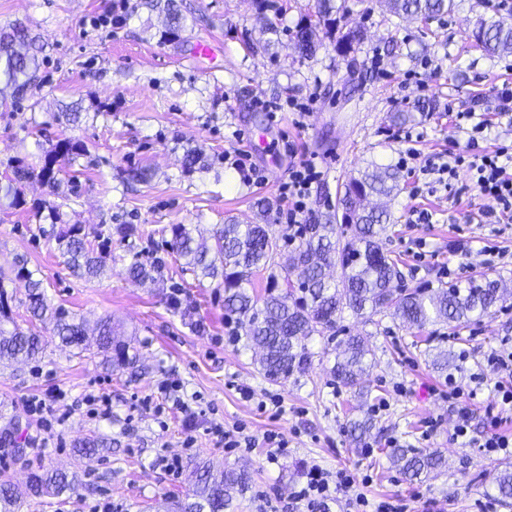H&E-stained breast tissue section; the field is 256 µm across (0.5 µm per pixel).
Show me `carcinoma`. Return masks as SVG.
<instances>
[{"label":"carcinoma","instance_id":"carcinoma-1","mask_svg":"<svg viewBox=\"0 0 512 512\" xmlns=\"http://www.w3.org/2000/svg\"><path fill=\"white\" fill-rule=\"evenodd\" d=\"M388 11L401 17L430 21L454 9V0H386ZM151 11L164 15L167 33L178 35L183 28V14L176 0H143ZM344 9V3L335 0H317V19L323 25L334 22L333 15ZM317 27L299 24L293 31L294 47L299 54L310 57L316 51ZM362 30H348L336 41L343 53L353 49L361 40ZM477 46L488 56L512 53V23L500 17L483 19L474 33ZM42 47L22 23L0 28V105L15 107L26 99L30 87L39 78L43 60ZM88 113L72 103L65 106L58 119L67 126H77ZM86 152L85 144L72 137L49 142L44 150V164L40 170L16 165L13 178L0 184V199L11 204L22 203L17 184L37 177L50 188V195L58 193L57 174L62 166L72 163ZM359 178L343 184L341 203L345 227L351 235L343 238L336 233V224L329 220L313 224L309 234L301 239L294 251V259L303 265L298 282L287 281L284 293L269 289L262 299L247 292L252 270L270 267L279 253L277 239L268 224H225L214 232L211 240L195 236L190 224H171L157 230L166 238L172 252L185 260L194 274L216 281L224 289V307L242 317L248 327V338L261 349L260 371L264 377L281 383L305 367L311 358L306 340L314 334L336 331L337 321L345 312L355 315H391L408 328L421 329L437 321L467 323L475 318L490 316L503 300L498 282L470 283L431 288L427 291L407 292L395 286L400 277L397 261L382 251L379 236L386 230L389 214L384 210L362 206L370 196L388 197L399 190L397 169L388 165L371 164ZM42 207L48 211L50 229L42 233L55 239L63 263L79 277L92 279L106 273L107 261L112 258L113 237L124 240L138 232L133 224H117L97 231L98 246L88 245L86 234L79 224L63 222L59 205L45 200ZM15 277L24 283L25 304L33 317L53 323V336L68 347L86 349L87 329L84 322L63 308L51 307L34 278L27 261H16ZM163 265L146 267L133 259L126 267L128 277L135 280L155 279L162 275ZM8 298L0 289V359L33 360L43 350L44 340L39 334L24 331L18 326L8 329L3 322L8 316ZM98 349L106 354V362L115 368L136 364V355L129 347L112 336V323L100 322L96 338ZM369 350L364 337L349 335L341 344V352L333 366L334 378L343 386L364 393L365 377L370 364ZM390 458L405 476L411 479L428 477L448 468V460L436 451L407 446L391 449ZM195 489L181 512H233L235 496L249 489L250 476L241 471L226 469L219 473L205 464L194 467ZM75 484V476L64 471L34 473L28 481L29 496L62 495ZM495 489L503 499L512 498V467L504 465L494 477ZM19 499L11 484L0 483V512H18Z\"/></svg>","mask_w":512,"mask_h":512}]
</instances>
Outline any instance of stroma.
<instances>
[{"label": "stroma", "mask_w": 512, "mask_h": 512, "mask_svg": "<svg viewBox=\"0 0 512 512\" xmlns=\"http://www.w3.org/2000/svg\"><path fill=\"white\" fill-rule=\"evenodd\" d=\"M186 28L173 41L164 38L162 15L141 8L139 0H0V27L24 22L44 45L40 81L20 109L0 106V183L13 165H39L40 138L69 135L87 151L59 174L76 182L77 193L61 201L66 222L82 225L95 238L100 225L133 224L136 235L112 244L108 271L91 281L74 276L63 264L56 242L43 235L48 223L42 202L49 189L39 179L19 183L20 206L0 201V287L12 295V315L23 330L49 339L42 356L27 362L0 361V482L20 490V512H89L99 494L124 503L128 512H178L191 493L190 470L205 460L219 468L245 469L250 490L237 499L235 512H259L258 492H266L272 512H306L291 493L310 465L328 472L345 469L368 477L363 491L371 499H404L411 512H478L481 501H494V512H512V499L500 500L493 488L497 467L512 455L470 447L490 433L512 436V411L495 408L499 377L486 363L512 339V296L494 314L460 327L440 322L409 329L389 316L365 321L345 315L332 335L307 341L311 360L287 381L264 378L259 355L247 339L225 345L224 336L241 327L238 315L224 308V291L198 279L183 259L171 253L157 230L168 224H193L203 235L228 223H262L261 202H279L295 155H315L325 168L311 188L307 206L315 222L342 214L343 185L371 163L397 164L404 144L389 113L423 108L409 131L421 134V156L465 145L449 113L469 108L491 111L489 145L512 147V121L494 114V92L512 82V54L491 57L474 45L480 19L512 15V0H455L452 12L429 22L391 15L379 0H346L332 28L319 29L320 45L301 58L289 37L269 42L264 19L274 7L260 0H178ZM109 16L110 33L93 27ZM358 26L364 39L348 54L338 53V36ZM215 39L212 58L194 59L196 41ZM316 95L317 102L296 127L292 112H268L258 99L288 104ZM80 103L88 117L62 128L55 119L60 104ZM266 131L270 152L252 154V165L265 181L243 182L224 154L258 131ZM200 148L205 169L182 173L187 148ZM136 169L147 181L131 180ZM491 199L469 191L461 200L429 194L422 174L400 171V191L387 200L390 214L383 238L385 253L399 261L401 287L414 290L488 278L512 289V223H487ZM434 215L432 223H413L412 209ZM471 252L457 259L459 243ZM503 252L506 261L485 265L484 248ZM162 261L156 281L137 282L125 267L132 257ZM35 270L48 300L87 322L111 317L123 338L140 354L137 373L108 369L95 351L76 353L50 337L51 326L31 316L23 304L25 288L15 277L16 258ZM179 294L182 306L168 304ZM367 335L373 366L364 394L339 383L331 373L336 345L346 334ZM448 351L447 373L433 364ZM474 393L467 439L453 436L456 405L448 400L449 381ZM178 384L177 397L159 391ZM251 391L250 398L240 388ZM63 391L60 411L62 447L35 453L38 429L23 408L33 394ZM110 393L112 411L99 417L86 412V394ZM283 400L278 417L260 409L267 395ZM184 401L198 412L197 443L186 448ZM371 418L369 437L353 442L352 420ZM216 421L245 424L254 435L273 430L288 441V454L270 463L265 449L228 453L203 431ZM401 445L437 450L448 460L447 472L429 480H410L392 465L389 438ZM104 446L92 460L78 450L88 440ZM184 457L180 476L157 468L158 454ZM62 469L76 473L72 492L40 498L25 496L31 473Z\"/></svg>", "instance_id": "stroma-1"}]
</instances>
